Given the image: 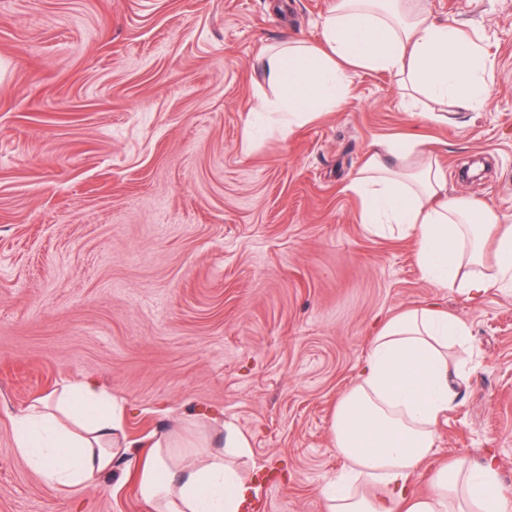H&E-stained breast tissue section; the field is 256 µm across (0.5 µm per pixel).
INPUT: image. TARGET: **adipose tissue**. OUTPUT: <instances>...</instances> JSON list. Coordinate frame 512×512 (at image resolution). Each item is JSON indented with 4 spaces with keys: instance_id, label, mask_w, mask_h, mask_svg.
Returning a JSON list of instances; mask_svg holds the SVG:
<instances>
[{
    "instance_id": "1",
    "label": "adipose tissue",
    "mask_w": 512,
    "mask_h": 512,
    "mask_svg": "<svg viewBox=\"0 0 512 512\" xmlns=\"http://www.w3.org/2000/svg\"><path fill=\"white\" fill-rule=\"evenodd\" d=\"M350 65L395 73L407 88L464 108L487 102L490 63L481 47L453 25L430 20L419 0H337L321 45L288 44L265 57L275 95L256 110L290 133L344 100ZM353 187L364 200L362 222L413 236L421 274L436 287L473 299L512 286V224L481 200L450 195L444 170L422 141L374 144ZM489 244L491 267L484 263ZM469 336L465 323L432 307L380 327L358 382L336 406L334 445L347 465L321 490L325 512H512L491 456L437 469L426 494L411 481L464 380L448 346ZM14 440L50 483L98 485L123 468L135 476L147 512H246L253 499L240 470L250 457L241 433L230 429L223 440L188 447L157 432L141 448L125 432L121 406L89 378L33 401L15 421Z\"/></svg>"
}]
</instances>
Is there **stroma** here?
<instances>
[{
	"label": "stroma",
	"instance_id": "obj_1",
	"mask_svg": "<svg viewBox=\"0 0 512 512\" xmlns=\"http://www.w3.org/2000/svg\"><path fill=\"white\" fill-rule=\"evenodd\" d=\"M333 4L0 0V512H145L126 474L54 486L15 448L13 418L82 378L136 441L190 413L233 425L251 479L278 481L249 512H322L377 325L431 303L468 325L470 373L413 483L491 455L512 498V291L435 288L350 187L374 143L419 137L450 194L512 222V0H425L489 57L487 107L351 67L338 107L244 148L260 53L320 44Z\"/></svg>",
	"mask_w": 512,
	"mask_h": 512
}]
</instances>
